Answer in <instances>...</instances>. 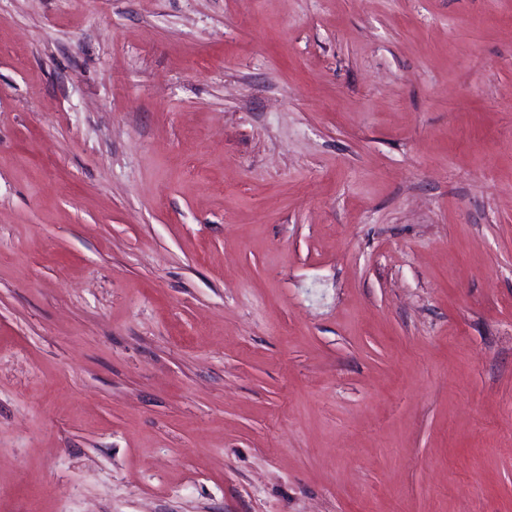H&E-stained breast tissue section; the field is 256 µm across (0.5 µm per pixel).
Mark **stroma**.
Returning <instances> with one entry per match:
<instances>
[{
	"label": "stroma",
	"mask_w": 512,
	"mask_h": 512,
	"mask_svg": "<svg viewBox=\"0 0 512 512\" xmlns=\"http://www.w3.org/2000/svg\"><path fill=\"white\" fill-rule=\"evenodd\" d=\"M0 512H512V0H0Z\"/></svg>",
	"instance_id": "stroma-1"
}]
</instances>
